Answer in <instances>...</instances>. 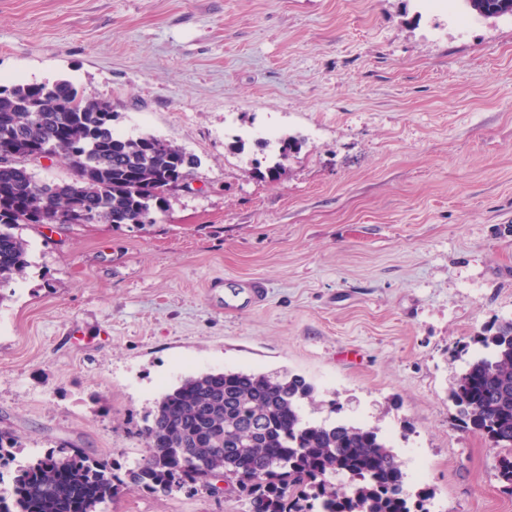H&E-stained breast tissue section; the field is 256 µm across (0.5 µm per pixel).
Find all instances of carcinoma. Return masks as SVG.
I'll return each instance as SVG.
<instances>
[{"label":"carcinoma","mask_w":512,"mask_h":512,"mask_svg":"<svg viewBox=\"0 0 512 512\" xmlns=\"http://www.w3.org/2000/svg\"><path fill=\"white\" fill-rule=\"evenodd\" d=\"M483 19L512 16V0H466ZM112 103L84 96L67 80L0 84V286L22 277L29 241L21 230L55 224H134L161 211L164 187L191 175L197 160L173 142L116 133ZM57 145L68 180L44 183L28 168L29 155ZM299 148L279 141L282 161ZM484 353L469 362L450 390L463 426L493 447L506 448L499 473L512 486V320L477 340ZM315 388L300 375L225 370L189 375L155 404L142 429L145 451L118 473L105 459L76 448L30 457L13 476V512H61L73 485L94 489L81 512H96L129 486L170 495L185 487L210 489L224 474L227 492L261 505L260 512H430V495L416 492L377 427L344 420L316 421L305 408ZM346 482L335 487L330 476Z\"/></svg>","instance_id":"cac0c4a2"}]
</instances>
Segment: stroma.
I'll use <instances>...</instances> for the list:
<instances>
[{"mask_svg":"<svg viewBox=\"0 0 512 512\" xmlns=\"http://www.w3.org/2000/svg\"><path fill=\"white\" fill-rule=\"evenodd\" d=\"M70 81L197 158L148 224L23 230L0 431L131 467L186 376H303L390 436L432 512H512L449 394L512 320V17L465 0H0V82ZM298 137L277 179L266 132ZM266 286L248 300L247 283ZM97 512H251L122 489Z\"/></svg>","mask_w":512,"mask_h":512,"instance_id":"1","label":"stroma"}]
</instances>
